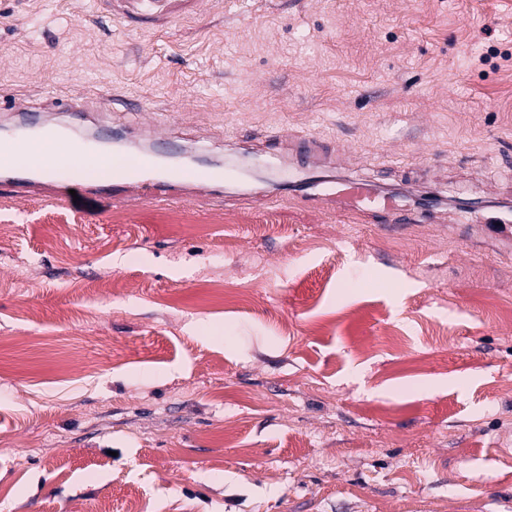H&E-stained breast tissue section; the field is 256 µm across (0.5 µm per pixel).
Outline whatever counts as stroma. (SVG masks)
Wrapping results in <instances>:
<instances>
[{"label": "stroma", "mask_w": 512, "mask_h": 512, "mask_svg": "<svg viewBox=\"0 0 512 512\" xmlns=\"http://www.w3.org/2000/svg\"><path fill=\"white\" fill-rule=\"evenodd\" d=\"M102 12L0 0V106L211 159L305 133L338 202L10 200L0 512H512V251L474 228L512 207V0Z\"/></svg>", "instance_id": "1"}]
</instances>
